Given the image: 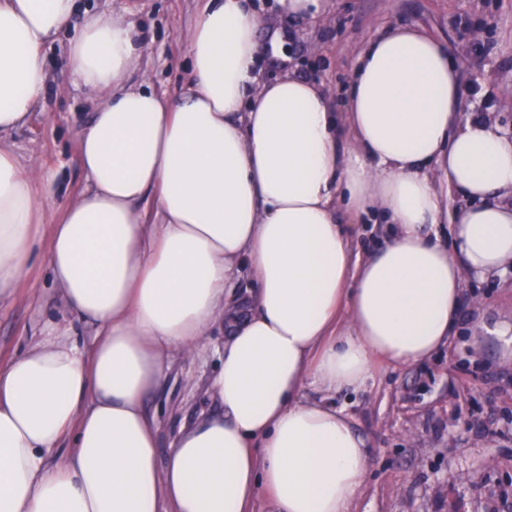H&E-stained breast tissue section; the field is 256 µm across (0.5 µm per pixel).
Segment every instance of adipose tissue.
<instances>
[{"label":"adipose tissue","instance_id":"ef3b65f1","mask_svg":"<svg viewBox=\"0 0 512 512\" xmlns=\"http://www.w3.org/2000/svg\"><path fill=\"white\" fill-rule=\"evenodd\" d=\"M73 10L0 0V289L27 277L46 213L1 138L36 106L41 50ZM261 22L241 0H204L174 99L130 83L140 35L124 15L90 16L71 38L67 65L102 101L80 143L91 187L53 224L48 264L98 339L86 355L53 326L0 361V512H247L260 494L274 512H352L369 451L345 409L306 389L356 392L373 359H429L465 278L512 268V135L463 117L444 43L386 28L336 113L322 84L256 80ZM452 192L465 201L453 216ZM366 217L390 238L357 259L345 227ZM216 327L223 410L159 463L145 398Z\"/></svg>","mask_w":512,"mask_h":512}]
</instances>
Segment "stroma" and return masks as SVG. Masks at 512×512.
Returning <instances> with one entry per match:
<instances>
[{"instance_id": "stroma-1", "label": "stroma", "mask_w": 512, "mask_h": 512, "mask_svg": "<svg viewBox=\"0 0 512 512\" xmlns=\"http://www.w3.org/2000/svg\"><path fill=\"white\" fill-rule=\"evenodd\" d=\"M200 0H75L73 25L95 14H123L145 36L131 81L150 79L168 95L190 80L186 34ZM291 66L324 83L341 110L356 53L391 24L427 30L461 63L464 113L512 130V0H332L317 23L275 15ZM70 32L44 48L48 81L29 121L8 141L23 165L46 180L48 221L89 185L78 162L79 140L95 101L69 69ZM47 237L32 246L30 272L0 301V359L21 352L49 326H68L79 350L95 326L66 308L49 277ZM512 324V271L469 280L455 337L431 359L409 367L376 365L365 391L335 397L347 406L371 455L355 512H512V364L502 363L486 328ZM480 337L472 346L471 337ZM224 361V335L212 332L193 357L173 356L145 407L157 429L159 460L172 453L181 429L221 411L212 380Z\"/></svg>"}]
</instances>
